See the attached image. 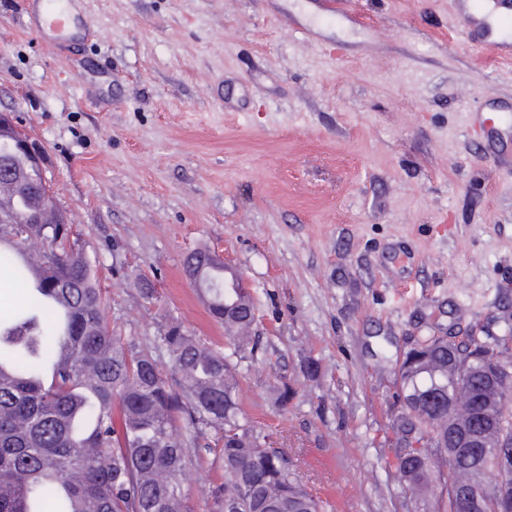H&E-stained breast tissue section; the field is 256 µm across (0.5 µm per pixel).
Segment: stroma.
<instances>
[{
	"label": "stroma",
	"instance_id": "obj_1",
	"mask_svg": "<svg viewBox=\"0 0 512 512\" xmlns=\"http://www.w3.org/2000/svg\"><path fill=\"white\" fill-rule=\"evenodd\" d=\"M70 3L89 31L0 0V113L43 146L112 329L160 359L172 321L223 348L183 260L228 252L262 342L246 417L317 496L416 512L382 449L405 354L512 336V138L486 125L512 51L466 43L455 0Z\"/></svg>",
	"mask_w": 512,
	"mask_h": 512
}]
</instances>
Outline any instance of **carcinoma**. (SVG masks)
<instances>
[{
	"instance_id": "1",
	"label": "carcinoma",
	"mask_w": 512,
	"mask_h": 512,
	"mask_svg": "<svg viewBox=\"0 0 512 512\" xmlns=\"http://www.w3.org/2000/svg\"><path fill=\"white\" fill-rule=\"evenodd\" d=\"M0 159L14 180L0 184V272L27 294L0 317V512H190L183 477L204 451L222 480L208 487L211 512H332L329 502L299 481L288 452L272 446L274 432L257 428L238 397L237 367L254 352L252 294L224 282V266L184 270L224 324V351L205 345L179 322L160 336L167 361L112 330L97 256L81 245L78 225L55 197L40 190L42 174L0 132ZM39 246L40 284L19 248ZM509 336H445L419 341L401 365L400 404L392 428L396 481L417 512H448L449 488L475 482L476 468L448 447V415L464 417L485 382L477 375L461 393L452 370L471 362L512 375ZM217 429L199 444V425Z\"/></svg>"
}]
</instances>
